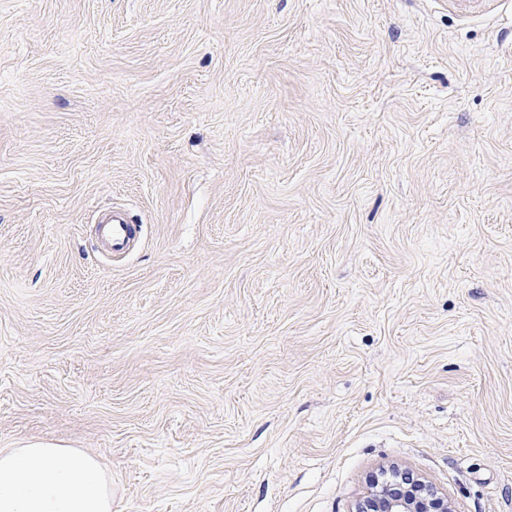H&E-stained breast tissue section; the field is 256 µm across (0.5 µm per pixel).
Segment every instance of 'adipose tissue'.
Masks as SVG:
<instances>
[{
  "label": "adipose tissue",
  "instance_id": "adipose-tissue-1",
  "mask_svg": "<svg viewBox=\"0 0 512 512\" xmlns=\"http://www.w3.org/2000/svg\"><path fill=\"white\" fill-rule=\"evenodd\" d=\"M112 479L72 448H0V512H112Z\"/></svg>",
  "mask_w": 512,
  "mask_h": 512
}]
</instances>
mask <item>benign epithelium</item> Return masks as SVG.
I'll list each match as a JSON object with an SVG mask.
<instances>
[{"label": "benign epithelium", "mask_w": 512, "mask_h": 512, "mask_svg": "<svg viewBox=\"0 0 512 512\" xmlns=\"http://www.w3.org/2000/svg\"><path fill=\"white\" fill-rule=\"evenodd\" d=\"M392 481L371 488L356 512H452L448 498L401 470H390Z\"/></svg>", "instance_id": "7a95c632"}]
</instances>
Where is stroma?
I'll return each mask as SVG.
<instances>
[{"label": "stroma", "mask_w": 512, "mask_h": 512, "mask_svg": "<svg viewBox=\"0 0 512 512\" xmlns=\"http://www.w3.org/2000/svg\"><path fill=\"white\" fill-rule=\"evenodd\" d=\"M29 444L112 512H355L393 467L512 512V0H0ZM103 245L108 252L123 251L129 242L141 234L138 224H126L112 217V220L102 224Z\"/></svg>", "instance_id": "35a3bbf8"}]
</instances>
